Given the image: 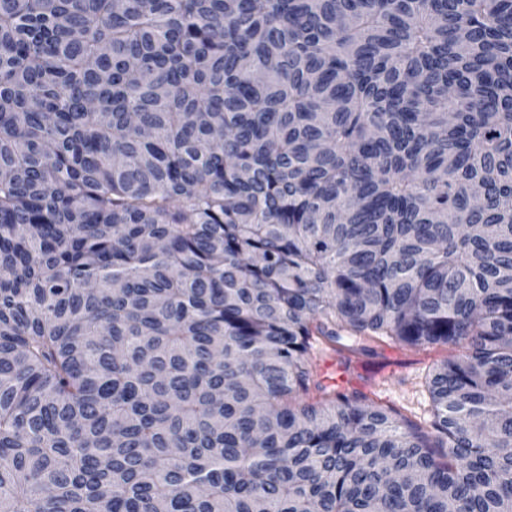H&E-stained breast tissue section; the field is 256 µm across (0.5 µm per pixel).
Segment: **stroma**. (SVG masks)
<instances>
[{
  "label": "stroma",
  "instance_id": "1",
  "mask_svg": "<svg viewBox=\"0 0 512 512\" xmlns=\"http://www.w3.org/2000/svg\"><path fill=\"white\" fill-rule=\"evenodd\" d=\"M462 347H409L389 338L372 342L354 354L316 352L317 380L327 392L348 397L366 396L430 433L432 404L428 382L445 359L461 355Z\"/></svg>",
  "mask_w": 512,
  "mask_h": 512
}]
</instances>
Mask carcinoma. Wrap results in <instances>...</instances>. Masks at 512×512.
I'll return each instance as SVG.
<instances>
[{"mask_svg":"<svg viewBox=\"0 0 512 512\" xmlns=\"http://www.w3.org/2000/svg\"><path fill=\"white\" fill-rule=\"evenodd\" d=\"M465 344L434 438L309 397ZM512 512V0H0V512Z\"/></svg>","mask_w":512,"mask_h":512,"instance_id":"1","label":"carcinoma"}]
</instances>
